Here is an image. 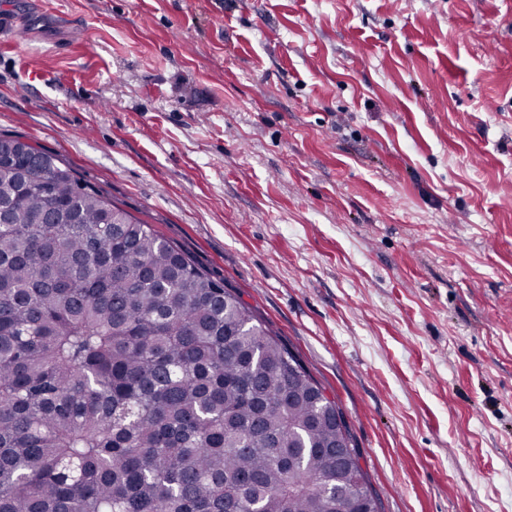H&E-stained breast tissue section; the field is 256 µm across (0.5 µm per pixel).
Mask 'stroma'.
<instances>
[{"label":"stroma","instance_id":"stroma-1","mask_svg":"<svg viewBox=\"0 0 512 512\" xmlns=\"http://www.w3.org/2000/svg\"><path fill=\"white\" fill-rule=\"evenodd\" d=\"M0 134L237 291L382 512H512V0H0Z\"/></svg>","mask_w":512,"mask_h":512}]
</instances>
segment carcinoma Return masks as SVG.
Instances as JSON below:
<instances>
[{
    "instance_id": "1",
    "label": "carcinoma",
    "mask_w": 512,
    "mask_h": 512,
    "mask_svg": "<svg viewBox=\"0 0 512 512\" xmlns=\"http://www.w3.org/2000/svg\"><path fill=\"white\" fill-rule=\"evenodd\" d=\"M0 143V512H382L344 412L237 292Z\"/></svg>"
}]
</instances>
